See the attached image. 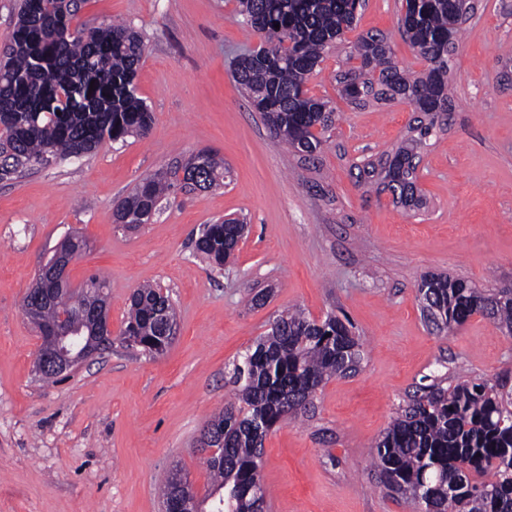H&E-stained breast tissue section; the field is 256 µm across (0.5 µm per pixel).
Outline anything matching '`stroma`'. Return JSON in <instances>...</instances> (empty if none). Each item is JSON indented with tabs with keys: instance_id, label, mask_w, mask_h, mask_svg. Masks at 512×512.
I'll return each instance as SVG.
<instances>
[{
	"instance_id": "stroma-1",
	"label": "stroma",
	"mask_w": 512,
	"mask_h": 512,
	"mask_svg": "<svg viewBox=\"0 0 512 512\" xmlns=\"http://www.w3.org/2000/svg\"><path fill=\"white\" fill-rule=\"evenodd\" d=\"M236 7L80 0L76 24L120 21L141 32L137 93L154 122L146 136L0 181V512H162L159 488L176 465L205 492L201 430L231 396L234 364L291 308L349 320L361 361L319 388L301 421L267 435L265 512H418L388 494L370 458L398 409L441 378L512 389V335L478 314L439 331L417 292L427 273L489 293L512 287V0H479L464 26L448 126L421 151L425 204L415 211L358 178L360 164L406 139L413 106H353L336 85L341 57L329 52L307 87L337 120L317 160H304L232 77L231 61L259 43ZM400 14L401 0H366L355 31L385 34L399 66L423 72ZM203 150L228 165L223 186L175 191L137 232L114 223L142 178ZM225 216L245 219L248 234L216 268L194 242ZM73 233L87 249L68 281L106 278L113 335L144 284L169 294L178 333L162 356L117 342L47 384L35 373L41 338L22 300ZM262 288L266 303L252 305Z\"/></svg>"
}]
</instances>
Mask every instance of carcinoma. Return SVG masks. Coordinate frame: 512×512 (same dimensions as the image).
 I'll list each match as a JSON object with an SVG mask.
<instances>
[{
  "label": "carcinoma",
  "instance_id": "obj_1",
  "mask_svg": "<svg viewBox=\"0 0 512 512\" xmlns=\"http://www.w3.org/2000/svg\"><path fill=\"white\" fill-rule=\"evenodd\" d=\"M244 23L260 46L233 65L234 80L256 111L289 147L309 155L334 123L329 101L308 95L306 83L327 54L353 31L358 0H237ZM78 0H21L0 57V180L36 163L87 155L104 141L145 135L153 114L137 96L134 80L144 54L141 35L121 24L71 28ZM461 0H405L402 33L426 62L417 75L401 69L381 34L360 35L345 52L336 83L357 107L406 101L419 116L409 137L391 153L367 161L360 176L389 191L396 204L423 205L412 157L427 146L450 111V58L462 32ZM279 28H274V25ZM95 89H90V82ZM224 181V162L208 151L200 164H177L142 179L117 205L115 223L138 224L148 207L179 187L206 190ZM245 224L234 218L205 227L195 249L221 267L234 255ZM423 312L436 327L453 331L475 314L512 331V287L486 293L447 274L429 273L417 286ZM85 293L66 290L37 304L24 299L38 326L60 312L94 332L81 317ZM177 316L170 297L149 285L131 297L122 339L156 357L171 344ZM351 325L328 315L317 321L302 310L273 320L231 376L234 398L207 421L219 436L204 457L210 486L198 512H263V444L278 424L296 420L324 383L360 364ZM385 488L417 503L419 512H512V392L487 380L455 386L434 382L401 410L372 452ZM188 482L175 467L161 490L166 512H179Z\"/></svg>",
  "mask_w": 512,
  "mask_h": 512
}]
</instances>
